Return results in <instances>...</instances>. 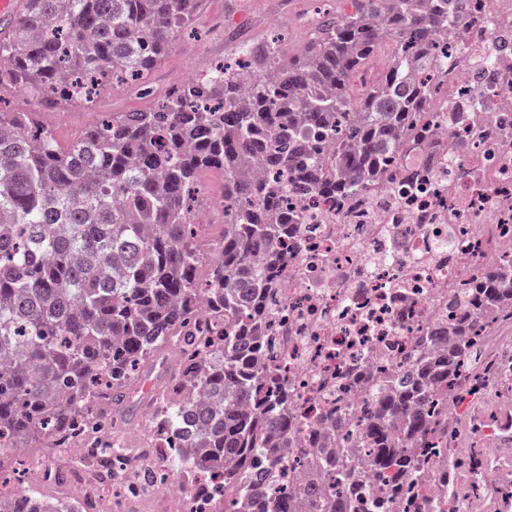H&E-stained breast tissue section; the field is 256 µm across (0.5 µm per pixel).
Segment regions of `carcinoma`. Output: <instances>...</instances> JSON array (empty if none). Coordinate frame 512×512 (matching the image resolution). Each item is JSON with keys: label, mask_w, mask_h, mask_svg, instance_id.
<instances>
[{"label": "carcinoma", "mask_w": 512, "mask_h": 512, "mask_svg": "<svg viewBox=\"0 0 512 512\" xmlns=\"http://www.w3.org/2000/svg\"><path fill=\"white\" fill-rule=\"evenodd\" d=\"M201 2L22 0L0 36V93L92 108L100 90L147 80ZM348 2L320 17L300 49L237 47L257 76L246 105L224 66L223 77L180 84L66 146L38 113L0 109V453L41 435L56 452L66 436L95 441L109 428L99 405L172 347L179 396L160 393L152 420L170 473L219 475L215 512H293L300 495L322 512H351L353 500L330 485L316 497L339 467L330 456L311 466L309 485H274L290 395L258 358L270 269L299 220L285 192L345 196L383 181L406 142L430 138L441 34L474 15L472 0ZM382 47L379 81L357 92L353 76ZM212 169L224 174V230L206 252L194 203ZM462 291L454 335L426 337L364 413L365 469L346 483L384 484L396 512H426L430 476L458 512L468 493L448 480L451 424L482 382L512 380V362L488 349V327L512 320V259L478 268ZM90 465L101 484L122 480L99 457ZM0 512L85 510L23 491Z\"/></svg>", "instance_id": "1"}]
</instances>
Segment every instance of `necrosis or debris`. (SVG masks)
Returning a JSON list of instances; mask_svg holds the SVG:
<instances>
[{
    "label": "necrosis or debris",
    "instance_id": "4bbe7bcc",
    "mask_svg": "<svg viewBox=\"0 0 512 512\" xmlns=\"http://www.w3.org/2000/svg\"><path fill=\"white\" fill-rule=\"evenodd\" d=\"M475 3L476 23L448 38L449 110L435 135L405 146L387 181L305 201L288 238L261 356L294 396L278 484L302 469L327 410L349 406L339 442L360 440L382 376L460 319L456 289L478 262L512 254V0Z\"/></svg>",
    "mask_w": 512,
    "mask_h": 512
}]
</instances>
